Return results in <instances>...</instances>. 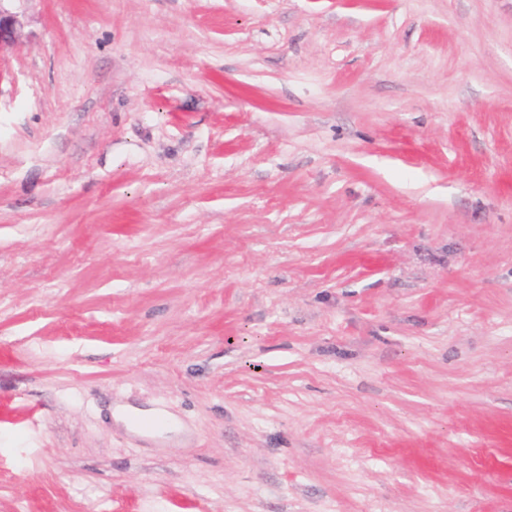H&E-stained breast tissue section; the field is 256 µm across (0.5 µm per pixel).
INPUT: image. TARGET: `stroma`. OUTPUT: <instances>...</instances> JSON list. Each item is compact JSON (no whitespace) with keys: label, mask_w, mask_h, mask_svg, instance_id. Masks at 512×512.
<instances>
[{"label":"stroma","mask_w":512,"mask_h":512,"mask_svg":"<svg viewBox=\"0 0 512 512\" xmlns=\"http://www.w3.org/2000/svg\"><path fill=\"white\" fill-rule=\"evenodd\" d=\"M7 7L0 512H512V0Z\"/></svg>","instance_id":"obj_1"}]
</instances>
